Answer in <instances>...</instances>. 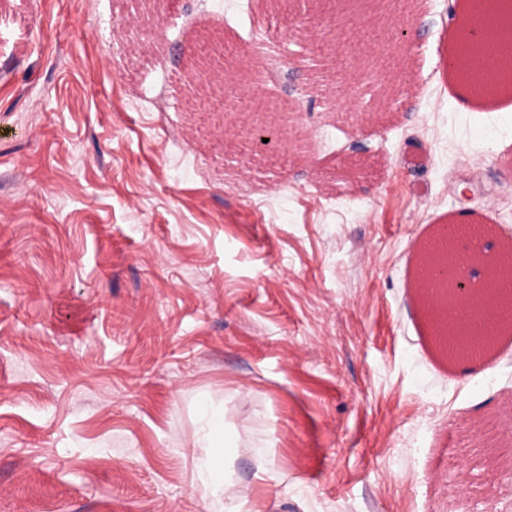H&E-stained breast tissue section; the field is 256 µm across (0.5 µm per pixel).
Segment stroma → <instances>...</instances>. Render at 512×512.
I'll use <instances>...</instances> for the list:
<instances>
[{
    "label": "stroma",
    "mask_w": 512,
    "mask_h": 512,
    "mask_svg": "<svg viewBox=\"0 0 512 512\" xmlns=\"http://www.w3.org/2000/svg\"><path fill=\"white\" fill-rule=\"evenodd\" d=\"M288 3L169 0L141 54L138 0H0V512H216L205 405L247 512H512L466 432L512 408V336L443 365L409 278L430 227L512 237V93L463 103L447 0L391 6L418 34L372 85L318 81L337 13ZM202 29L278 158L184 95ZM270 113L265 112H253L250 114V118L244 123L247 136L252 137L253 152L263 153L268 151L266 146L271 140V136L274 138V147L281 146L286 138V127L281 124L278 120L274 123L268 122V115ZM262 138H268L267 143L262 142ZM273 147V148H274ZM198 441L203 448H208L206 455L196 463L198 479L209 490L213 503L222 504L224 496L229 494L233 486L226 470V449L228 443L224 438V412L204 407L199 417ZM224 510V503L222 508Z\"/></svg>",
    "instance_id": "1"
}]
</instances>
